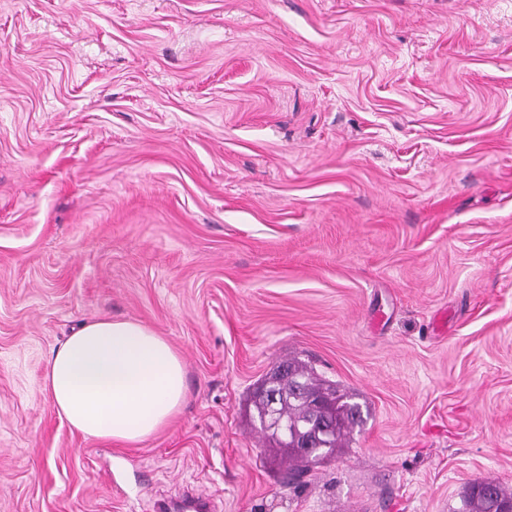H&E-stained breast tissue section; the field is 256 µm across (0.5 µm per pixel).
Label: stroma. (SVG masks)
Instances as JSON below:
<instances>
[{
  "mask_svg": "<svg viewBox=\"0 0 512 512\" xmlns=\"http://www.w3.org/2000/svg\"><path fill=\"white\" fill-rule=\"evenodd\" d=\"M132 320L187 398L134 448L46 363ZM368 409L293 490L249 392ZM512 486V0H0V512H459ZM462 499L461 512H499L512 505V489L497 481H481L468 485Z\"/></svg>",
  "mask_w": 512,
  "mask_h": 512,
  "instance_id": "1",
  "label": "stroma"
}]
</instances>
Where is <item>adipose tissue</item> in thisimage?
Here are the masks:
<instances>
[{
  "instance_id": "1",
  "label": "adipose tissue",
  "mask_w": 512,
  "mask_h": 512,
  "mask_svg": "<svg viewBox=\"0 0 512 512\" xmlns=\"http://www.w3.org/2000/svg\"><path fill=\"white\" fill-rule=\"evenodd\" d=\"M45 380L72 429L121 447L139 445L167 427L187 394L178 351L134 321L80 325L51 353Z\"/></svg>"
}]
</instances>
